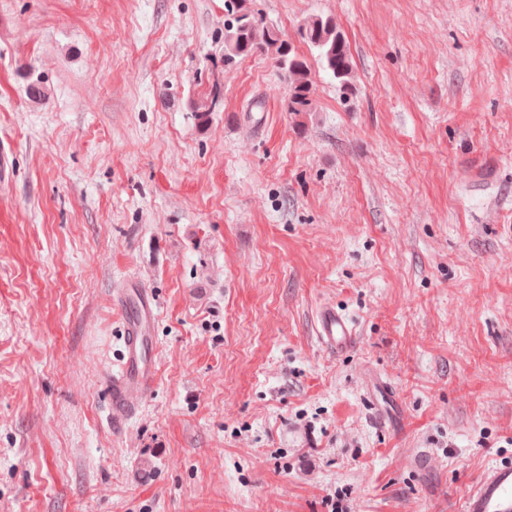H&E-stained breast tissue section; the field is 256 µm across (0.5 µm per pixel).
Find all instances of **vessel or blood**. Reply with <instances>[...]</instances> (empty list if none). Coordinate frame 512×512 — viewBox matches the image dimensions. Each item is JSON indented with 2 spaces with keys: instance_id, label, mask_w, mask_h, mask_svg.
<instances>
[{
  "instance_id": "1",
  "label": "vessel or blood",
  "mask_w": 512,
  "mask_h": 512,
  "mask_svg": "<svg viewBox=\"0 0 512 512\" xmlns=\"http://www.w3.org/2000/svg\"><path fill=\"white\" fill-rule=\"evenodd\" d=\"M114 303L129 310L123 362L107 380L112 421L119 426L135 412L155 382L148 334L156 305L152 294L135 282L129 283ZM315 332L325 350L336 355L353 350L359 342L356 323L329 303L316 310ZM464 512H512V462H501L487 470L467 496Z\"/></svg>"
}]
</instances>
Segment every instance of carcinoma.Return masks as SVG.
Masks as SVG:
<instances>
[{
	"instance_id": "cac0c4a2",
	"label": "carcinoma",
	"mask_w": 512,
	"mask_h": 512,
	"mask_svg": "<svg viewBox=\"0 0 512 512\" xmlns=\"http://www.w3.org/2000/svg\"><path fill=\"white\" fill-rule=\"evenodd\" d=\"M248 0H230L231 18L224 20V64L257 51L276 55L288 84L284 111L298 116L313 111L312 80L306 60L282 38L280 30L267 24L247 6ZM304 43L318 51L323 70L336 80L343 95L352 91L353 61L344 32L332 17L315 16L305 21L299 31Z\"/></svg>"
}]
</instances>
